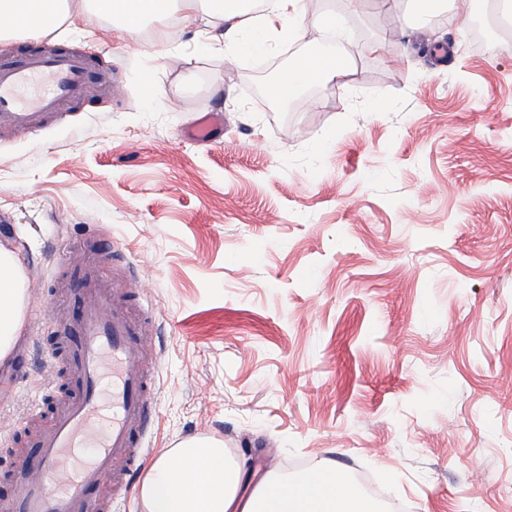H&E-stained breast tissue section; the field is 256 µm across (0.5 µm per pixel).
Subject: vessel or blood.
<instances>
[{
  "instance_id": "vessel-or-blood-1",
  "label": "vessel or blood",
  "mask_w": 512,
  "mask_h": 512,
  "mask_svg": "<svg viewBox=\"0 0 512 512\" xmlns=\"http://www.w3.org/2000/svg\"><path fill=\"white\" fill-rule=\"evenodd\" d=\"M52 83L25 101L18 89L38 76ZM97 72L82 54L43 41L35 50L0 58V123L34 128L49 114L78 100ZM81 272L82 317L77 325L56 320L52 326L71 348V382L63 405L40 433L35 459L17 460L12 469L16 492L5 512H102L88 488L113 474L121 459L142 470L150 456L144 436L155 414L154 383L142 364L143 323L132 317L128 293L140 279L106 281L96 266ZM106 415L105 430L94 420ZM92 455H84V448Z\"/></svg>"
}]
</instances>
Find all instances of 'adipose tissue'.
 I'll use <instances>...</instances> for the list:
<instances>
[{"label": "adipose tissue", "instance_id": "adipose-tissue-1", "mask_svg": "<svg viewBox=\"0 0 512 512\" xmlns=\"http://www.w3.org/2000/svg\"><path fill=\"white\" fill-rule=\"evenodd\" d=\"M305 0H0L7 33L46 36L60 26L95 18L119 21L131 36L144 23L176 21L197 28L200 50L234 57L260 55L302 30L339 29L342 18L326 11L306 17ZM346 67L313 53L282 73L274 92L300 99L312 84L343 77ZM24 297L22 273L12 252L0 246V360L18 335ZM344 473L322 462L293 479L268 478L242 495L243 473L222 442L189 439L163 452L143 480L138 496L145 512H365L364 493Z\"/></svg>", "mask_w": 512, "mask_h": 512}]
</instances>
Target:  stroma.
Listing matches in <instances>:
<instances>
[{
	"mask_svg": "<svg viewBox=\"0 0 512 512\" xmlns=\"http://www.w3.org/2000/svg\"><path fill=\"white\" fill-rule=\"evenodd\" d=\"M305 9L340 15L343 45L234 62L177 29L159 60L151 22L60 34L113 92L0 129V245L25 287L0 505L64 397L48 320L78 318L82 258L146 285L154 454L213 439L253 485L330 460L413 512H512V35L477 42L447 6L419 40L407 0ZM339 48L346 76L299 111L224 75ZM210 112V141L185 138Z\"/></svg>",
	"mask_w": 512,
	"mask_h": 512,
	"instance_id": "35a3bbf8",
	"label": "stroma"
}]
</instances>
